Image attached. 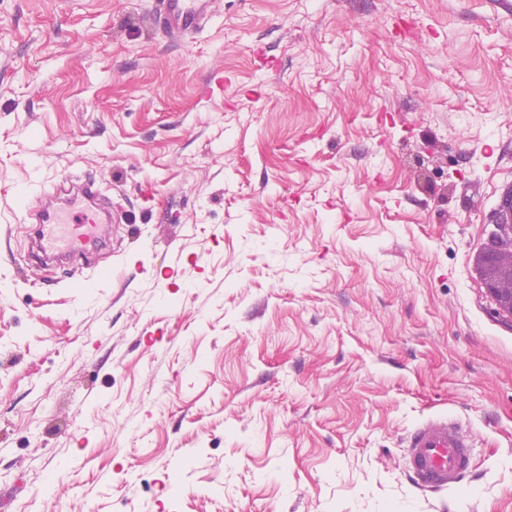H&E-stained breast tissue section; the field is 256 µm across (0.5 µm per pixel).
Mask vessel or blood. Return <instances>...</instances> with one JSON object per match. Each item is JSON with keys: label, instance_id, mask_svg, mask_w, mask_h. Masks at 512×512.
<instances>
[{"label": "vessel or blood", "instance_id": "1", "mask_svg": "<svg viewBox=\"0 0 512 512\" xmlns=\"http://www.w3.org/2000/svg\"><path fill=\"white\" fill-rule=\"evenodd\" d=\"M214 16V0H156L151 26L176 42L204 29ZM27 233L31 262L71 266L104 246L110 225L123 223L113 212L101 183L88 176H66L44 184L29 207ZM472 443L452 417L433 416L416 425L406 441V472L423 493L463 485L471 469Z\"/></svg>", "mask_w": 512, "mask_h": 512}]
</instances>
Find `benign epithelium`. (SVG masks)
<instances>
[{
  "mask_svg": "<svg viewBox=\"0 0 512 512\" xmlns=\"http://www.w3.org/2000/svg\"><path fill=\"white\" fill-rule=\"evenodd\" d=\"M497 242L484 254L482 280L497 314L512 322V193L502 200Z\"/></svg>",
  "mask_w": 512,
  "mask_h": 512,
  "instance_id": "1",
  "label": "benign epithelium"
}]
</instances>
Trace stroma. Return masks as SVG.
I'll use <instances>...</instances> for the list:
<instances>
[{"label":"stroma","mask_w":512,"mask_h":512,"mask_svg":"<svg viewBox=\"0 0 512 512\" xmlns=\"http://www.w3.org/2000/svg\"><path fill=\"white\" fill-rule=\"evenodd\" d=\"M154 2L0 0V512H512V0H218L183 42ZM85 174L109 252L32 266L24 203ZM441 414L475 478L424 494ZM497 242L484 254L482 280L497 314L512 322V192L502 200ZM469 437L450 416L425 419L408 434L406 472L422 493H440L463 485L471 469Z\"/></svg>","instance_id":"35a3bbf8"}]
</instances>
